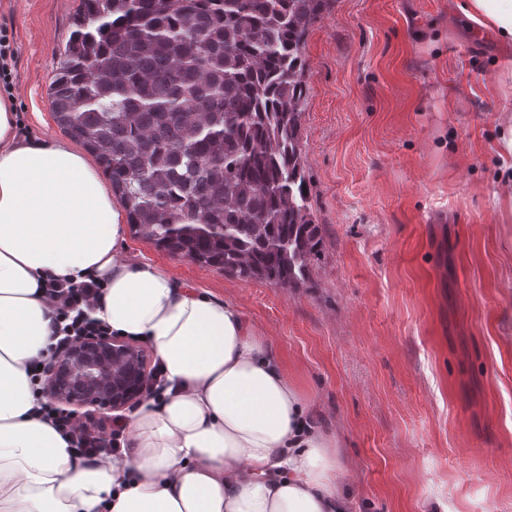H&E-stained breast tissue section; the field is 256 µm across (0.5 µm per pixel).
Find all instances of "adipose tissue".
<instances>
[{"instance_id": "ef3b65f1", "label": "adipose tissue", "mask_w": 512, "mask_h": 512, "mask_svg": "<svg viewBox=\"0 0 512 512\" xmlns=\"http://www.w3.org/2000/svg\"><path fill=\"white\" fill-rule=\"evenodd\" d=\"M463 11L512 56V0ZM127 215L81 153L16 132L0 96V512H348L336 436L242 311L124 257ZM103 282L97 315L148 342L166 387L122 456L76 457L30 365L52 334L47 277Z\"/></svg>"}]
</instances>
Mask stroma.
<instances>
[{
    "instance_id": "obj_1",
    "label": "stroma",
    "mask_w": 512,
    "mask_h": 512,
    "mask_svg": "<svg viewBox=\"0 0 512 512\" xmlns=\"http://www.w3.org/2000/svg\"><path fill=\"white\" fill-rule=\"evenodd\" d=\"M464 0H327L300 148L323 236L305 283L245 280L135 234L126 255L236 304L334 431L352 512H512V82ZM80 0H0L26 137Z\"/></svg>"
}]
</instances>
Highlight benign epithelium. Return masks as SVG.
<instances>
[{
  "mask_svg": "<svg viewBox=\"0 0 512 512\" xmlns=\"http://www.w3.org/2000/svg\"><path fill=\"white\" fill-rule=\"evenodd\" d=\"M44 394L76 412L108 413L150 394L146 357L140 348L112 336H88L52 352Z\"/></svg>",
  "mask_w": 512,
  "mask_h": 512,
  "instance_id": "1",
  "label": "benign epithelium"
}]
</instances>
